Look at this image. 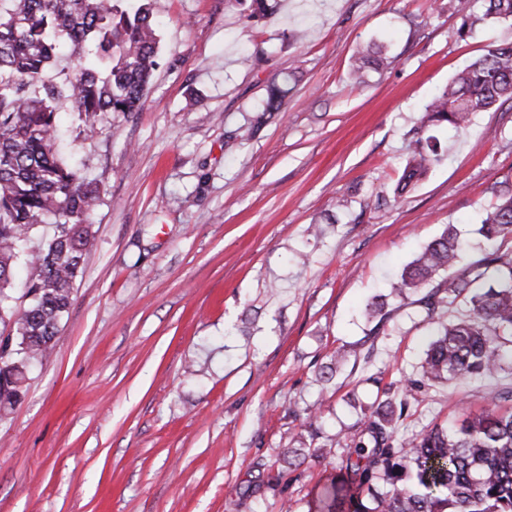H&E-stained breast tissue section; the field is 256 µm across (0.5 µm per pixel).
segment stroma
I'll list each match as a JSON object with an SVG mask.
<instances>
[{"label": "stroma", "mask_w": 512, "mask_h": 512, "mask_svg": "<svg viewBox=\"0 0 512 512\" xmlns=\"http://www.w3.org/2000/svg\"><path fill=\"white\" fill-rule=\"evenodd\" d=\"M457 0H154L140 112L76 143L100 183L94 237L53 350L0 412V512H283L267 487L297 434L344 442L399 405L431 323L390 286L448 224L477 233L512 172V107L430 128L441 160L395 197L423 103L512 42V21L458 38ZM382 46L385 68L351 75ZM294 72L279 111L268 87ZM384 296L383 317L366 306ZM346 358L334 365L336 350ZM512 363L426 387L398 438L506 409ZM313 425H306L307 414ZM339 459L290 473L308 512Z\"/></svg>", "instance_id": "stroma-1"}]
</instances>
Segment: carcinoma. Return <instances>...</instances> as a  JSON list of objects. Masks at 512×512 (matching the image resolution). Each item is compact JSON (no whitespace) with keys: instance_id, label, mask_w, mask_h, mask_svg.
I'll return each instance as SVG.
<instances>
[{"instance_id":"cac0c4a2","label":"carcinoma","mask_w":512,"mask_h":512,"mask_svg":"<svg viewBox=\"0 0 512 512\" xmlns=\"http://www.w3.org/2000/svg\"><path fill=\"white\" fill-rule=\"evenodd\" d=\"M485 18L512 19V0H485ZM386 62L381 47L357 59L354 74ZM158 66L153 0H0V411L18 405L32 363L45 359L93 238L91 216L99 187L59 147L60 114H73L91 137L112 112L139 111ZM292 74L272 83L265 107L280 109ZM512 103V45L475 59L422 108L419 129L442 124L461 131L476 112ZM439 160L437 145L415 141L395 196L425 177ZM497 202L478 232L512 240V182L495 189ZM42 224L50 238L32 245ZM467 242L448 224L401 274L394 293L429 319L450 309L466 314L438 323L421 379L401 388L400 410L436 381L477 378L502 369L512 351V249L496 247L465 266ZM25 264L27 304L4 294ZM393 410L380 404L343 445L340 472L309 502L308 512H512V411L467 414L395 444ZM325 459L336 449L286 448L289 466L305 453ZM372 506H367L365 501Z\"/></svg>"}]
</instances>
